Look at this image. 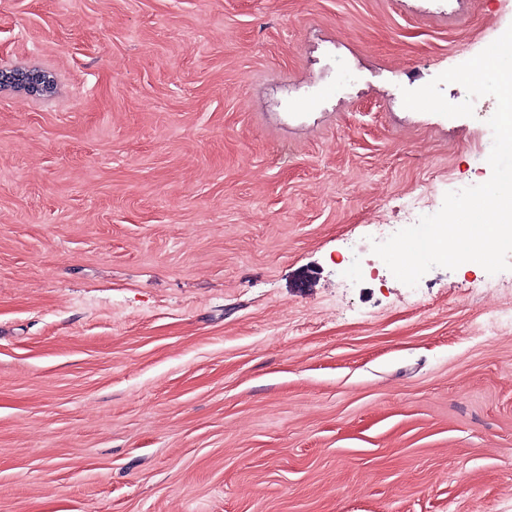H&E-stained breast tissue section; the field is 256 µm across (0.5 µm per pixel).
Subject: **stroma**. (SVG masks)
I'll use <instances>...</instances> for the list:
<instances>
[{"mask_svg": "<svg viewBox=\"0 0 512 512\" xmlns=\"http://www.w3.org/2000/svg\"><path fill=\"white\" fill-rule=\"evenodd\" d=\"M512 0H0V512H512V270L398 281L402 202L491 177L391 106ZM362 96L288 109L323 42ZM363 268L336 276L347 247ZM0 84L1 89L5 87H17L27 90L32 94H43L50 92L52 89L50 76L39 69H28L24 71V69H8L1 66Z\"/></svg>", "mask_w": 512, "mask_h": 512, "instance_id": "1", "label": "stroma"}]
</instances>
